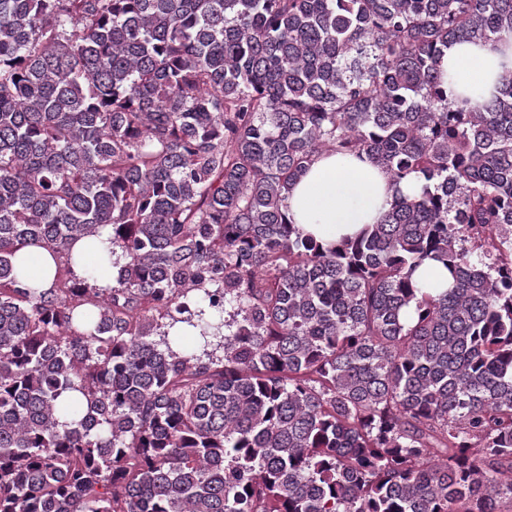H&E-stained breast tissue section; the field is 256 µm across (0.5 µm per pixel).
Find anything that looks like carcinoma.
Masks as SVG:
<instances>
[{"label":"carcinoma","instance_id":"obj_1","mask_svg":"<svg viewBox=\"0 0 512 512\" xmlns=\"http://www.w3.org/2000/svg\"><path fill=\"white\" fill-rule=\"evenodd\" d=\"M506 39L512 0H0V512H501L512 74L441 62ZM323 153L393 190L334 248L285 209ZM443 68L448 93L476 92L489 97L501 76L512 70V41H504L500 51H491L481 42L456 43L448 48ZM110 237H112V230L110 227H105L98 237L81 239L73 246L75 262L72 269L74 273L80 278L86 277L90 273L93 274L96 277L97 285L101 288L112 286V275L114 277L117 272V269L112 268V257L111 260L103 262L98 250L100 241H106ZM28 257L29 267L34 276L25 279L29 288H48L51 285L56 269L55 259L47 249L34 246H25L19 251Z\"/></svg>","mask_w":512,"mask_h":512}]
</instances>
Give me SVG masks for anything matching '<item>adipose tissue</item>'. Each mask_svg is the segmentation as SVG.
Segmentation results:
<instances>
[{
  "mask_svg": "<svg viewBox=\"0 0 512 512\" xmlns=\"http://www.w3.org/2000/svg\"><path fill=\"white\" fill-rule=\"evenodd\" d=\"M443 68L448 93L492 94L501 76L512 70V41H504L496 51L481 42L454 44ZM391 199L389 178L380 168L364 158L326 153L292 186L286 205L296 228L327 246L376 223ZM111 235V228L106 227L98 237L73 246L74 273L81 278L94 275L102 288L111 286L116 273L111 262L101 260L98 250L100 242Z\"/></svg>",
  "mask_w": 512,
  "mask_h": 512,
  "instance_id": "1",
  "label": "adipose tissue"
}]
</instances>
